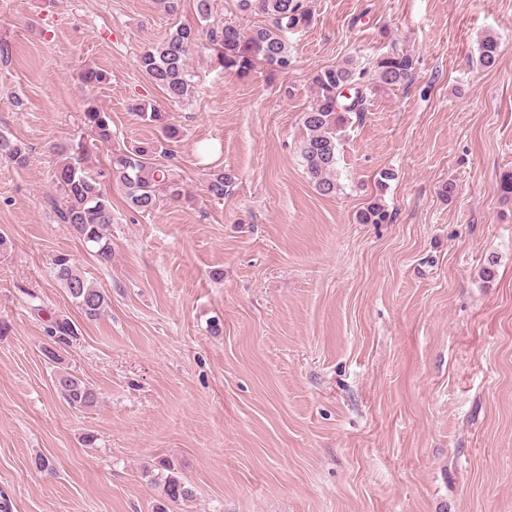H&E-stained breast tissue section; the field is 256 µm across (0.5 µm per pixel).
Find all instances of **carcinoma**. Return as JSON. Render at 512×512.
I'll return each instance as SVG.
<instances>
[{
	"label": "carcinoma",
	"mask_w": 512,
	"mask_h": 512,
	"mask_svg": "<svg viewBox=\"0 0 512 512\" xmlns=\"http://www.w3.org/2000/svg\"><path fill=\"white\" fill-rule=\"evenodd\" d=\"M215 4L216 0H195L198 24L174 25L162 42L145 49L139 57L140 71L175 104L192 98L197 92L195 73L189 63L193 50L214 51L217 64L224 72L240 78L250 76L259 66L268 68L271 75L286 73L294 66L286 34L311 21L307 0H238L242 12L263 17V23L249 29L231 22L212 23ZM499 55L498 36L484 35L478 44V66L486 70L494 68ZM413 70V58L394 49L376 58L368 67L348 57L311 74L310 85L316 100L303 116L308 135L301 158L320 195L336 194L338 133L349 124L351 115L358 116L368 110L372 92L409 83ZM133 109L143 119L158 123L165 139L172 141L179 137V130L164 123L162 113L152 104L138 102ZM83 119L95 140L104 146L112 143L109 113L89 103L84 107ZM153 153L154 146L148 144L133 150L117 149L110 156V175L124 190L129 206L141 213L151 212L165 197L177 200L183 195L181 183L171 177L169 170L151 161ZM0 158L17 168H25L30 163L28 148L2 135ZM54 184L62 195V204L55 207L59 221L95 249L100 264H111L112 240L108 227L112 223V200L102 190L101 183L81 166L64 160L54 172ZM232 184L231 174L214 169L206 179V192L222 200ZM388 219L387 210L379 199L372 201L358 216L361 224H384ZM52 264L55 279L68 290L81 314L90 321L98 319L108 305L105 292L92 285L70 255L60 253ZM47 333L53 343H65L73 334V328L69 321L57 319ZM55 387L75 408H93L99 401L95 387L69 372L56 375ZM161 469L168 471L163 488L170 502H184L193 497L191 488L175 475L170 463H162Z\"/></svg>",
	"instance_id": "cac0c4a2"
}]
</instances>
